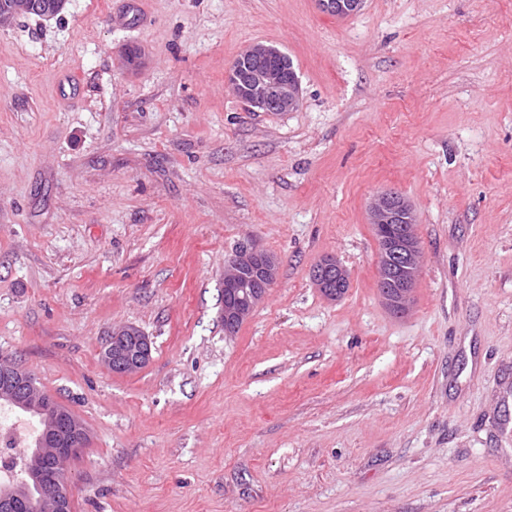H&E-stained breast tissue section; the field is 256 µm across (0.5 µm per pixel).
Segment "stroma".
<instances>
[{"mask_svg": "<svg viewBox=\"0 0 512 512\" xmlns=\"http://www.w3.org/2000/svg\"><path fill=\"white\" fill-rule=\"evenodd\" d=\"M256 42L296 111L234 94ZM387 190L425 252L402 315L367 220ZM244 246L280 272L228 336ZM125 325L152 359L116 375ZM1 354L88 428L73 512H512V0H69L0 27ZM348 270L335 257H324L315 264L311 281L316 290L328 301L341 299L349 284ZM152 357V341L136 326L112 330L101 358L112 373L126 375L146 367Z\"/></svg>", "mask_w": 512, "mask_h": 512, "instance_id": "1", "label": "stroma"}]
</instances>
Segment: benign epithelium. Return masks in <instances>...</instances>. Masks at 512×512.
<instances>
[{
  "instance_id": "7a95c632",
  "label": "benign epithelium",
  "mask_w": 512,
  "mask_h": 512,
  "mask_svg": "<svg viewBox=\"0 0 512 512\" xmlns=\"http://www.w3.org/2000/svg\"><path fill=\"white\" fill-rule=\"evenodd\" d=\"M68 0H0V26L21 14L51 19L65 10ZM363 0H320L321 7L349 16ZM275 48L255 43L241 52L227 73L237 97L255 111L292 112L300 101L298 77H287L265 65ZM378 244L379 293L395 314L406 312L414 301L415 285L424 264V251L412 224L416 217L410 203L389 190L378 194L368 212ZM396 225L388 235L381 231ZM279 275V258L266 250L243 247L224 266V286L234 298L222 304L224 333L234 334L262 302ZM311 281L328 301L341 299L349 284L348 270L334 257L315 264ZM152 357V341L136 326L112 331L101 358L112 373L126 375L146 367ZM0 402L43 420L31 461L18 481L0 486V509L12 512L16 502L27 500L45 512H72V486L64 464L87 445L89 434L72 410L57 402L37 384L17 359L0 357Z\"/></svg>"
}]
</instances>
